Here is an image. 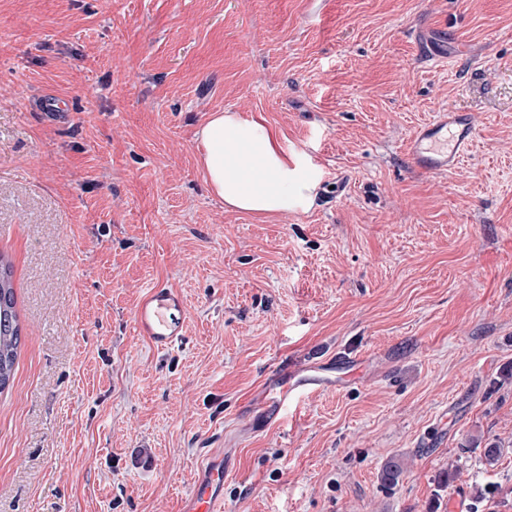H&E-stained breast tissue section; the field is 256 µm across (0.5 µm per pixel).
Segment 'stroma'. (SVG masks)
Segmentation results:
<instances>
[{
  "instance_id": "1",
  "label": "stroma",
  "mask_w": 512,
  "mask_h": 512,
  "mask_svg": "<svg viewBox=\"0 0 512 512\" xmlns=\"http://www.w3.org/2000/svg\"><path fill=\"white\" fill-rule=\"evenodd\" d=\"M442 110L477 141L425 174ZM221 111L310 159L309 209L212 195ZM0 254V512H181L218 451L226 512H512V0H0ZM157 284L187 304L164 352L133 324ZM339 352L359 378L250 424L280 360ZM448 131L452 132L449 141ZM474 141L475 129L467 113L436 112L411 136L407 156L423 173L444 174L460 163ZM7 319L8 325L4 320ZM21 343L12 266L0 254V393L9 387Z\"/></svg>"
}]
</instances>
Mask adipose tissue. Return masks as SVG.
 Returning <instances> with one entry per match:
<instances>
[{
	"instance_id": "adipose-tissue-1",
	"label": "adipose tissue",
	"mask_w": 512,
	"mask_h": 512,
	"mask_svg": "<svg viewBox=\"0 0 512 512\" xmlns=\"http://www.w3.org/2000/svg\"><path fill=\"white\" fill-rule=\"evenodd\" d=\"M198 136L207 183L227 208L270 216L312 205L316 172L264 119L217 112Z\"/></svg>"
}]
</instances>
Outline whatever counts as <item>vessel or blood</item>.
I'll return each mask as SVG.
<instances>
[{
    "label": "vessel or blood",
    "mask_w": 512,
    "mask_h": 512,
    "mask_svg": "<svg viewBox=\"0 0 512 512\" xmlns=\"http://www.w3.org/2000/svg\"><path fill=\"white\" fill-rule=\"evenodd\" d=\"M474 141L475 129L467 113L438 112L415 130L408 142L407 156L419 171L443 174L460 163ZM185 312V301L177 290L153 286L135 309V329L155 350H169L183 339ZM356 366V359L341 357L339 368L352 371ZM339 368L294 363L274 366L250 405L262 422H271L288 400L308 392L336 389L341 383ZM223 489L224 456L217 453L209 457L182 512H224Z\"/></svg>",
    "instance_id": "b4317fda"
}]
</instances>
